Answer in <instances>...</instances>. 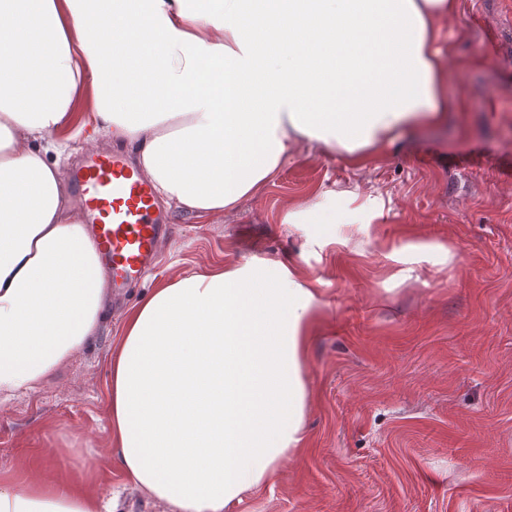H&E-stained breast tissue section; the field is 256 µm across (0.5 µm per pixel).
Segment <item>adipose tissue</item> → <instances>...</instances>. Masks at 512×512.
<instances>
[{
    "instance_id": "1",
    "label": "adipose tissue",
    "mask_w": 512,
    "mask_h": 512,
    "mask_svg": "<svg viewBox=\"0 0 512 512\" xmlns=\"http://www.w3.org/2000/svg\"><path fill=\"white\" fill-rule=\"evenodd\" d=\"M457 0H0V393H33L97 336L108 273L59 177L81 97L166 204L198 218L258 196L289 152L359 165L448 119L439 49ZM287 224L368 222L354 190ZM444 244L388 258L399 279ZM324 317L295 264L225 262L128 310L110 365L113 455L170 512H228L306 443L308 343ZM0 512H117L89 480L0 474Z\"/></svg>"
}]
</instances>
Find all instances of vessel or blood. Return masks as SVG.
Listing matches in <instances>:
<instances>
[{
	"label": "vessel or blood",
	"instance_id": "vessel-or-blood-1",
	"mask_svg": "<svg viewBox=\"0 0 512 512\" xmlns=\"http://www.w3.org/2000/svg\"><path fill=\"white\" fill-rule=\"evenodd\" d=\"M67 187L81 204L113 288L123 290L155 260L170 231L151 180L123 151H92L71 170Z\"/></svg>",
	"mask_w": 512,
	"mask_h": 512
}]
</instances>
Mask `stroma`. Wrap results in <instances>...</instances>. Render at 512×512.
Instances as JSON below:
<instances>
[{
	"label": "stroma",
	"instance_id": "obj_1",
	"mask_svg": "<svg viewBox=\"0 0 512 512\" xmlns=\"http://www.w3.org/2000/svg\"><path fill=\"white\" fill-rule=\"evenodd\" d=\"M448 123L405 131L357 167L293 149L265 191L209 221L172 209L154 269L37 393L0 404V471L95 470L118 512H168L109 448L110 358L124 313L178 274L293 260L319 280L308 444L234 512H512V0H459L441 41ZM346 186L390 199L381 223L308 240L288 208ZM440 242L456 260L393 279L386 249Z\"/></svg>",
	"mask_w": 512,
	"mask_h": 512
}]
</instances>
